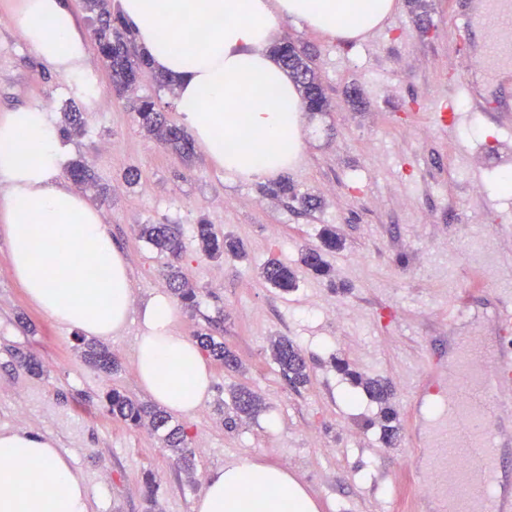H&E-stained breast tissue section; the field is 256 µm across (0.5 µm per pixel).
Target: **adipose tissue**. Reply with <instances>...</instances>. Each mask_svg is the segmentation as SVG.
<instances>
[{"instance_id": "adipose-tissue-1", "label": "adipose tissue", "mask_w": 512, "mask_h": 512, "mask_svg": "<svg viewBox=\"0 0 512 512\" xmlns=\"http://www.w3.org/2000/svg\"><path fill=\"white\" fill-rule=\"evenodd\" d=\"M398 0H119L125 24L156 73L175 79L185 124L211 160L241 179H272L304 153L306 104L274 46L286 23L355 39ZM13 22L51 70L85 72L91 47L72 0H22ZM66 148L51 112L0 113V234L11 271L46 319L106 338L138 322L135 370L152 399L180 415L208 397L213 373L177 329L163 292L133 305L125 250L101 210L63 176ZM94 496L55 441L0 430V512H92ZM195 512H318L287 470L254 462L211 470Z\"/></svg>"}]
</instances>
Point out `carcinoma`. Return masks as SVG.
Segmentation results:
<instances>
[{"label":"carcinoma","mask_w":512,"mask_h":512,"mask_svg":"<svg viewBox=\"0 0 512 512\" xmlns=\"http://www.w3.org/2000/svg\"><path fill=\"white\" fill-rule=\"evenodd\" d=\"M84 8L95 15L99 22L96 30L98 49L109 71L112 86L122 93L130 90V81L138 71L148 67L145 54L135 48L134 36L120 16L109 10L108 0H83ZM278 59L288 69L302 96L310 103L314 112H321L328 106V98L323 84L313 65L311 53L298 48L290 42L281 44L277 49ZM141 128L175 152L189 157L194 153V141L182 128L166 123L163 115L152 101L144 100L137 109ZM72 180L80 185H90L94 175L85 163H76L68 169ZM138 236L158 251L168 254L174 262L182 254V240L176 224H140ZM195 237L201 252L211 259L225 256L244 258L245 253L239 241L229 235L220 236L214 225L203 222L196 225ZM343 246L336 228H324L321 246L304 250L301 263L307 270L318 276L328 273L324 254ZM261 276L273 288L287 292L296 286V277L292 269L277 261H268L261 269ZM168 286L184 305L194 307L197 304L198 289L183 275L180 267L172 264L167 274ZM199 347L215 361L234 369L239 367L236 356L224 347L210 332H199L194 336ZM271 353L279 367L284 381L293 387L305 385L309 380V366L301 351L286 337L271 341ZM85 362L95 368L110 373L115 367V359L109 349L96 342L84 343L80 351ZM339 372L346 375L351 383L363 389L367 396L380 406V422L383 438L392 443L398 433L397 412L390 403V386L379 378H365L349 370L344 362H337ZM105 407L112 417L133 427H145L160 434L164 447L180 455L188 452V433L184 426L171 424V419L160 406L148 401L137 400L128 394L110 389L104 396ZM237 415L246 418L256 414L260 408V398L250 390L240 388L233 395Z\"/></svg>","instance_id":"1"}]
</instances>
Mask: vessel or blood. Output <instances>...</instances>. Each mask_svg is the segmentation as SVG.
<instances>
[{
  "mask_svg": "<svg viewBox=\"0 0 512 512\" xmlns=\"http://www.w3.org/2000/svg\"><path fill=\"white\" fill-rule=\"evenodd\" d=\"M464 13L454 37L468 41L473 29L489 32L482 47L469 45L483 70L512 68V0H478ZM500 334L495 341L469 337L453 373L457 389L444 431L428 448L413 446L412 455L428 451L433 463L424 478L425 498H438L448 512H512V493L503 486L501 450L512 443L497 421L496 408L512 407V307L499 306Z\"/></svg>",
  "mask_w": 512,
  "mask_h": 512,
  "instance_id": "vessel-or-blood-1",
  "label": "vessel or blood"
}]
</instances>
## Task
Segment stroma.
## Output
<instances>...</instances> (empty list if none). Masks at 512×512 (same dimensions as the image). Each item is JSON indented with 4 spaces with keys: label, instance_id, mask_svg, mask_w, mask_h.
I'll list each match as a JSON object with an SVG mask.
<instances>
[{
    "label": "stroma",
    "instance_id": "obj_1",
    "mask_svg": "<svg viewBox=\"0 0 512 512\" xmlns=\"http://www.w3.org/2000/svg\"><path fill=\"white\" fill-rule=\"evenodd\" d=\"M17 0H0V110L37 105L57 123L83 114L69 137L73 161L87 163L111 199L101 203L113 238L127 251L138 300L165 291L166 255L140 239L141 224L181 228L183 272L201 288L195 308H180L187 337L212 330L241 364L212 362L211 394L185 426L192 454L184 469L157 433L116 420L104 395L116 388L141 399L135 376L136 325L106 345L119 363L106 374L80 356L73 329L46 319L11 272L10 245L0 235V430L43 433L68 454L96 496V512H145V481L156 486L155 512H194L213 469L254 461L292 471L319 512H417L410 443L427 442L448 411L443 378L466 336L495 339V307L512 301V112L500 111L498 90L512 92V71L481 75L479 90L496 121L472 113L453 135L439 132L431 110L447 98L467 67L451 34L470 0H398L379 40L331 38L287 23L284 36L309 46L330 107L305 113L306 147L286 177L295 194L273 197L272 180L233 179L203 150L185 160L143 132L140 100L156 103L169 124L182 125L172 87L143 70L132 94L118 96L98 50L88 72L97 92L76 78L49 72L15 28ZM139 182L125 183L129 169ZM313 194L307 210L299 196ZM241 239L245 260H211L195 226ZM343 239L325 253L328 276L308 271L301 251L320 246L325 227ZM271 259L296 273L289 292L260 276ZM345 318H337L339 309ZM285 336L306 356L310 378L291 388L281 379L271 342ZM39 358L46 376L14 362V351ZM344 360L393 389L400 438H381L378 406L337 371ZM261 397L262 410L238 419L233 392Z\"/></svg>",
    "mask_w": 512,
    "mask_h": 512
}]
</instances>
